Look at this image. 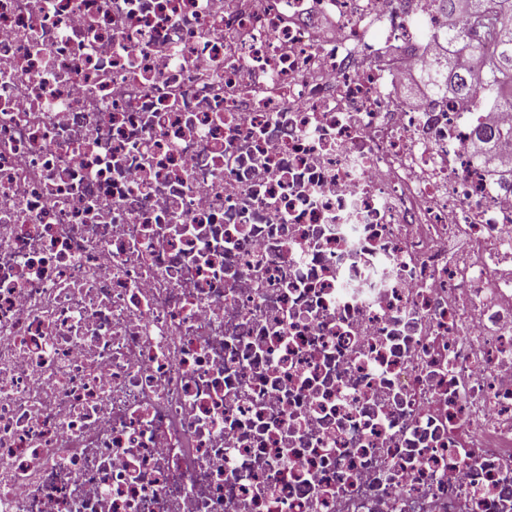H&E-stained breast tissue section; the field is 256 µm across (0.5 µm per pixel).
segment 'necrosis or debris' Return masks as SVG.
I'll list each match as a JSON object with an SVG mask.
<instances>
[{
	"instance_id": "4bbe7bcc",
	"label": "necrosis or debris",
	"mask_w": 512,
	"mask_h": 512,
	"mask_svg": "<svg viewBox=\"0 0 512 512\" xmlns=\"http://www.w3.org/2000/svg\"><path fill=\"white\" fill-rule=\"evenodd\" d=\"M457 25L0 0V512H512V109L400 86ZM475 138L484 146L483 154H477V157L484 163H489L490 160H495V158L503 152H507L512 155L511 132H492V130L488 131L481 127L475 130Z\"/></svg>"
}]
</instances>
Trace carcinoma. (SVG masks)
Masks as SVG:
<instances>
[{"label": "carcinoma", "instance_id": "obj_1", "mask_svg": "<svg viewBox=\"0 0 512 512\" xmlns=\"http://www.w3.org/2000/svg\"><path fill=\"white\" fill-rule=\"evenodd\" d=\"M439 8L449 15L460 14L461 27L447 31L442 38L448 47L476 48L485 54L471 73L458 70L448 51L428 68V78L439 92L464 99L471 92H482L486 106L512 105V0H438ZM475 138L484 146L478 158L488 163L499 154L512 155V133L484 128L475 130Z\"/></svg>", "mask_w": 512, "mask_h": 512}]
</instances>
